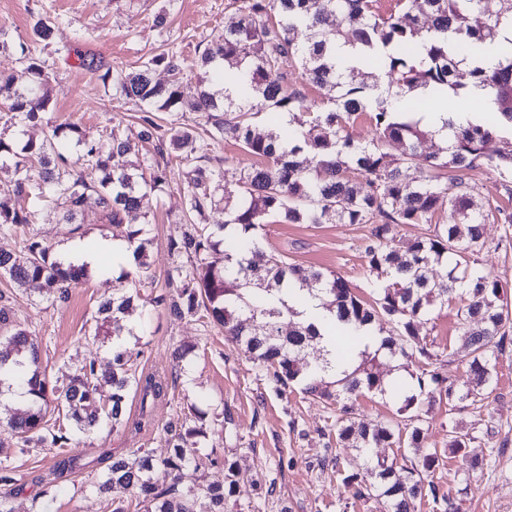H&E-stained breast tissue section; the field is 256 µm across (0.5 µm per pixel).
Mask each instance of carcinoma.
I'll return each instance as SVG.
<instances>
[{
  "label": "carcinoma",
  "instance_id": "obj_1",
  "mask_svg": "<svg viewBox=\"0 0 512 512\" xmlns=\"http://www.w3.org/2000/svg\"><path fill=\"white\" fill-rule=\"evenodd\" d=\"M400 9L382 15L374 0H239V5L218 35L201 53L202 65L216 69L224 63L242 69L254 95L235 100L209 88L186 102L181 90L183 61L175 52L153 56L131 72L105 71L115 92L136 104H145L139 120L140 139L159 143L157 153L169 149L173 159L187 169L185 217L190 223L206 220L208 213L224 210V223L193 226L170 239L172 266L167 271L169 294L149 299L165 304L178 318L195 317L216 324L224 335L241 345L257 369L259 380L277 394L294 385L336 413L324 429L336 445L359 448L367 461L366 473L348 474L339 457L322 460L321 469L355 490L358 497L376 498L383 512H412L416 500L432 499L439 512H459L456 498L443 491L433 474L443 453L424 447V428L418 408L421 398L468 401L484 406L497 383L500 357L512 350V306L508 282L475 270L484 247L483 215L473 209L468 196L467 172L478 167L499 171L501 187L512 195V153L490 154L487 145L497 126L469 120L453 129L451 144L440 152L426 153L423 144L434 131L403 119L415 90L461 87V65L476 44L495 42L500 26L512 25V0H398ZM51 22L42 18L33 26L34 45H20L27 63L28 85L19 87L14 78L0 74V107L18 133L43 121L51 98L47 91L45 61L37 45L48 43ZM342 40L357 45L368 55V81L346 83L345 73L328 57L329 47ZM300 59L305 76L315 86L336 90L333 106L313 113L301 123L288 145L276 144L273 132L260 128L252 118L260 112L308 111L301 92L288 90L279 62L285 56ZM162 67L171 79L153 81L152 70ZM472 81L495 94L496 112L512 125V52L491 68L479 65L467 70ZM162 112H198L201 129L213 137L232 140L259 159L240 173L237 184H224L223 171L201 162L196 155V131L189 125L171 124L164 134L150 108ZM370 111L376 140L355 146L343 135L350 119ZM112 143L103 146L83 140L79 125L68 122L49 129L46 139L26 142L16 149L0 139V168L13 169L15 179L3 193L15 200L34 197L40 202L62 199L67 203L63 220L77 223L89 206L100 208L112 227L120 231L132 250L135 266L122 276L134 279V291L103 300L97 314L109 324L112 351L109 371L99 374L91 359L68 381L52 383L41 368L39 347L27 330L10 321V297L0 291V372L22 373V387L31 396L27 407L8 421L11 435L22 445L68 447L69 425L80 433L95 431L102 424L123 422L131 387L141 399V416L164 400L168 382L158 376L137 374L141 351L119 343L130 332L127 317L134 300L142 299L154 280L147 276L143 257L150 239V224H127L130 213L150 208L152 199L169 186L158 162L144 165L130 156L135 146L120 134L110 132ZM388 141L402 144L398 158L384 151ZM81 148L82 163L69 160L67 143ZM38 163V180L31 179ZM430 174L419 181L407 179L410 166ZM354 166L365 175L357 185L343 175ZM150 173H145V170ZM448 203V222L435 224L428 236L408 246L397 241V226L431 221L436 205ZM35 212L0 203V234L12 235L19 226L32 223ZM275 218L289 224H368L364 247L369 274L373 276V299L360 298L342 277L315 268L284 262L261 251V231ZM233 226L239 237L236 254L224 250V263L211 260L226 244L221 233ZM446 268L436 277L434 267ZM88 276L84 264L56 256L37 237L22 240L16 253L0 252V279L19 287L34 286L52 302H63L71 288ZM294 283L322 300V307L337 313L349 327L372 325L384 334L380 349L364 355L351 368L324 377L326 365L309 361L305 349L320 337L314 323L302 319L291 304L285 283ZM463 298L457 309L463 346L469 351V380L461 388L448 381L434 342L420 333L432 308ZM288 332H283V324ZM381 359H403L415 367L418 392L404 399L399 413L405 421L386 419L374 424L354 420L352 399L383 394L387 381L377 369ZM112 385L103 400L100 378ZM205 413L194 408L168 423V452L156 457L139 448L132 459L115 458L108 471L91 487L104 492L116 485L134 490L144 512H194L198 495L209 501V512H224L226 498L239 494L234 463L224 462V482L200 483L203 460L219 462L216 449L201 445L206 438ZM476 437L460 431L448 440V454L470 461L481 460L468 448ZM406 444L410 464L399 466L373 453L380 447Z\"/></svg>",
  "mask_w": 512,
  "mask_h": 512
}]
</instances>
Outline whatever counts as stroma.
Listing matches in <instances>:
<instances>
[{"label": "stroma", "mask_w": 512, "mask_h": 512, "mask_svg": "<svg viewBox=\"0 0 512 512\" xmlns=\"http://www.w3.org/2000/svg\"><path fill=\"white\" fill-rule=\"evenodd\" d=\"M232 11L233 0H0V37L7 43L0 51V72L13 76L16 84L29 80L20 44L31 42L37 19L55 22L51 47L40 52L48 65L51 109L46 122L28 127L27 138L39 142L50 127L75 122L89 141L106 140L115 130L140 143L139 106L120 99L111 83L103 81L99 72L81 67V60L94 59L106 68L129 72L155 54L176 51L184 61L183 91L189 97L202 75L198 60L204 47L223 30L224 18ZM159 16L165 19L160 27L154 23ZM197 153L221 164L230 185L254 161L233 142L205 134L198 139ZM167 177V194L152 204L148 214L129 217L130 223L146 222L152 228L147 272L159 294L166 291L172 265L168 242L185 229L183 166L170 162ZM499 181L492 168L468 175L471 197L485 213V247L477 268L512 282V224L500 217L501 212L512 213V198L501 191ZM65 211L60 201L41 207L34 223L19 227L16 235H0V251H17L22 238L30 236L44 239L56 252L72 240L111 237L112 229L99 209H86L74 226L63 222ZM368 234L365 224L274 222L263 230L261 249L292 264L335 272L365 297L370 291L364 254ZM130 287V282L107 274L86 279L63 302L39 301L21 293L12 305V320L36 337L52 379H66L93 357L104 371L109 367V346L95 339L94 316L102 299ZM457 308L453 302L434 309L422 332L436 342L443 371L460 384L466 379L468 358L461 347ZM133 321L128 345L141 353L138 370L167 380L166 400L155 406L140 432L107 425L92 435L76 436L72 452L79 456L80 467L74 471L54 470L55 449L22 446L0 429V467H8L16 477L15 484L4 489L9 512H112L116 503L128 512H143L142 503L127 489L117 486L98 496L90 493L89 486L108 470L113 458L131 456L139 448L165 455L164 427L190 403L207 411L209 440L223 459L222 464L205 468V481H223L224 461L235 464L240 494L227 500L226 512H380L375 500L355 497L352 489L321 472L319 463L327 453L322 430L328 416L321 403L297 390L276 396L258 380L241 347L228 341L222 329L203 326L193 318H175L164 306L135 312ZM181 346L191 352L179 363L174 352ZM380 371L384 378H399L400 384L382 396L359 397L358 421L396 416L414 391L409 374L396 362H386ZM422 419L427 447H447L454 428L476 438L471 451L482 457L481 467L469 469L455 458L434 473L442 488L458 490L460 512H512V352L502 357L497 386L484 408L452 410L439 401ZM270 481L275 484L273 493L256 497L254 486ZM49 485L53 495L43 496Z\"/></svg>", "instance_id": "stroma-1"}]
</instances>
